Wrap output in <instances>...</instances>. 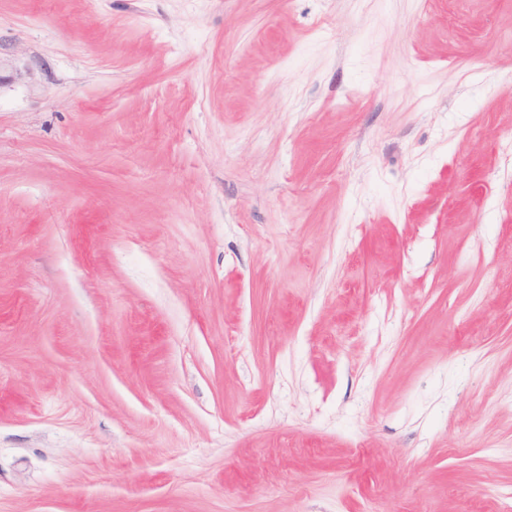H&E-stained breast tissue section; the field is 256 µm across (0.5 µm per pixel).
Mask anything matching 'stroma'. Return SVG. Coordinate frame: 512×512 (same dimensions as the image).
<instances>
[{
  "mask_svg": "<svg viewBox=\"0 0 512 512\" xmlns=\"http://www.w3.org/2000/svg\"><path fill=\"white\" fill-rule=\"evenodd\" d=\"M512 0H0V512H508Z\"/></svg>",
  "mask_w": 512,
  "mask_h": 512,
  "instance_id": "stroma-1",
  "label": "stroma"
}]
</instances>
